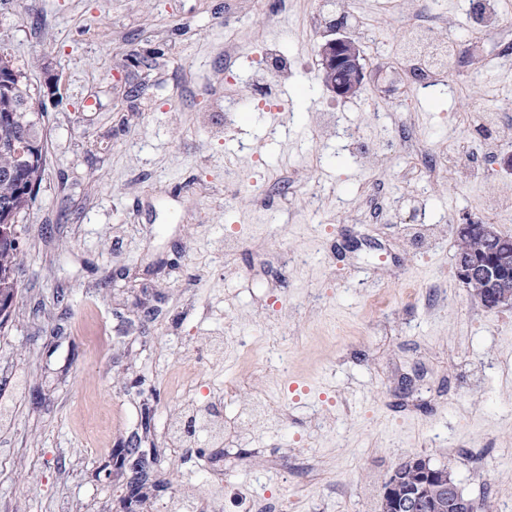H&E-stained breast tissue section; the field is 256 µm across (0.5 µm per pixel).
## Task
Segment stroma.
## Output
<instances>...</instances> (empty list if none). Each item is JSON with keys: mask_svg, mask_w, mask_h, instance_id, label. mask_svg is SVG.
I'll use <instances>...</instances> for the list:
<instances>
[{"mask_svg": "<svg viewBox=\"0 0 512 512\" xmlns=\"http://www.w3.org/2000/svg\"><path fill=\"white\" fill-rule=\"evenodd\" d=\"M476 2L0 0L47 157L0 327V512H171L217 478L207 512H380L411 457L512 512V305L470 295L451 232L485 214L512 235V0L486 25ZM425 12L457 47L426 87L399 58ZM342 15L365 70L349 98L319 54ZM488 106L493 176L430 175L424 155ZM379 183L401 223L370 222ZM188 357L197 402L244 376L226 417L279 408L224 447L174 444ZM136 436L150 487L131 508L97 468Z\"/></svg>", "mask_w": 512, "mask_h": 512, "instance_id": "obj_1", "label": "stroma"}]
</instances>
